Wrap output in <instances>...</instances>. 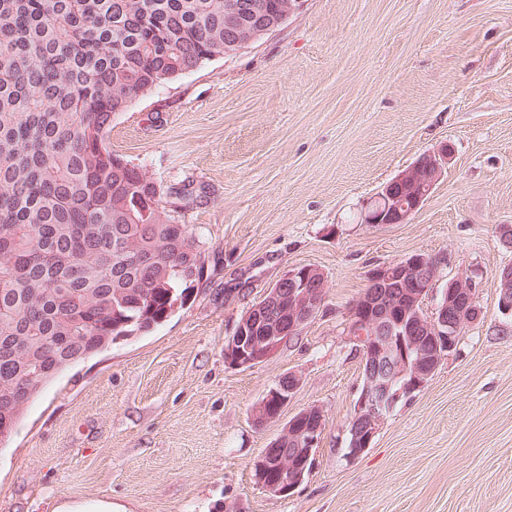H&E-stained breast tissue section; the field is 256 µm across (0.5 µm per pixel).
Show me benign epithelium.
Segmentation results:
<instances>
[{"label": "benign epithelium", "mask_w": 512, "mask_h": 512, "mask_svg": "<svg viewBox=\"0 0 512 512\" xmlns=\"http://www.w3.org/2000/svg\"><path fill=\"white\" fill-rule=\"evenodd\" d=\"M452 156V148L447 144L422 154L378 193V198L391 201L393 184L408 182L415 188L411 196L393 206L386 219L379 210L369 212L366 223H406L436 186ZM447 264L444 255L416 252L403 260L377 265L370 270L368 278L373 283L403 284L405 306L410 316L409 326L403 332L387 321L385 311L380 309L372 292L349 309L346 331L357 343L362 367V384L354 403L358 440V448L352 453L354 459L370 448L396 404L413 398L430 382L446 354L452 352L463 327L481 319L479 283L464 274L451 279L450 289L444 291L433 312L424 310L428 289L422 284L430 276L438 277L441 268ZM324 284V273L314 266L287 269L263 297L247 309L225 342L226 363L235 368H250L273 358L283 344L319 312L324 302L320 286ZM283 285L290 286V300L283 308L280 321L267 330L259 347H245L248 332L265 323L267 312L279 305ZM414 330L427 334L430 340L424 343L412 341L409 332ZM289 379L288 386L272 388L259 400L257 409L250 413L254 425L263 427L281 418L301 382L295 374L289 375ZM322 431L323 412L316 405L290 416L281 437L270 442L255 462L254 484L272 497L282 496L296 487L288 457L279 456L274 468L270 467L269 458L286 440L293 441L303 453L312 455L313 449L320 446Z\"/></svg>", "instance_id": "7a95c632"}]
</instances>
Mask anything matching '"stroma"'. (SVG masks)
I'll return each instance as SVG.
<instances>
[{"mask_svg":"<svg viewBox=\"0 0 512 512\" xmlns=\"http://www.w3.org/2000/svg\"><path fill=\"white\" fill-rule=\"evenodd\" d=\"M110 145L162 187L189 186L205 272L184 309L53 380L0 448V512L106 498L122 512H512V0H304L275 32L217 56L112 119ZM451 145L404 224L357 217L420 155ZM446 253L481 281L483 316L358 459L361 384L346 313L369 269ZM327 278L316 317L273 358L229 367L241 314L289 267ZM316 405L315 464L271 497L253 464L282 430L251 406L279 379Z\"/></svg>","mask_w":512,"mask_h":512,"instance_id":"stroma-1","label":"stroma"}]
</instances>
